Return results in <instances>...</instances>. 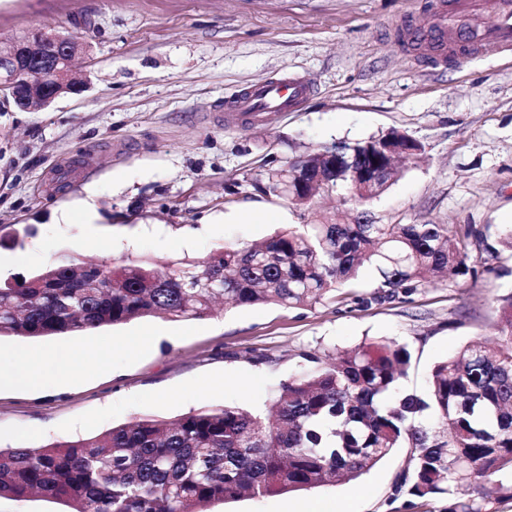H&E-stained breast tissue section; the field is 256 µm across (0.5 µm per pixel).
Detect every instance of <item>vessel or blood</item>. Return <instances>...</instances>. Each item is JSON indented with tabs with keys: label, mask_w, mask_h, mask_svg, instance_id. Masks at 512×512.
Listing matches in <instances>:
<instances>
[{
	"label": "vessel or blood",
	"mask_w": 512,
	"mask_h": 512,
	"mask_svg": "<svg viewBox=\"0 0 512 512\" xmlns=\"http://www.w3.org/2000/svg\"><path fill=\"white\" fill-rule=\"evenodd\" d=\"M407 35L439 65L452 56L512 52V0H437L427 25L409 29ZM307 93V86L295 79L257 81L238 93L229 110L235 119L285 112Z\"/></svg>",
	"instance_id": "vessel-or-blood-1"
}]
</instances>
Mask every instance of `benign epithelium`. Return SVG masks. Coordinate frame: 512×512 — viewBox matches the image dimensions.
<instances>
[{
	"mask_svg": "<svg viewBox=\"0 0 512 512\" xmlns=\"http://www.w3.org/2000/svg\"><path fill=\"white\" fill-rule=\"evenodd\" d=\"M79 44L40 27L21 40H0V112L45 108L83 84L66 80Z\"/></svg>",
	"mask_w": 512,
	"mask_h": 512,
	"instance_id": "obj_1",
	"label": "benign epithelium"
}]
</instances>
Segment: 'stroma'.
<instances>
[{"instance_id": "obj_1", "label": "stroma", "mask_w": 512, "mask_h": 512, "mask_svg": "<svg viewBox=\"0 0 512 512\" xmlns=\"http://www.w3.org/2000/svg\"><path fill=\"white\" fill-rule=\"evenodd\" d=\"M428 21V0H0V39L41 26L70 33L83 91L41 110L0 112V225L31 228L0 246V277L85 261L200 259L227 243L262 241L288 224L353 222L341 196L302 212L270 205L257 185L288 161L338 142L396 129L424 152L368 203L373 224H473L477 277L437 280L382 304L285 309L228 306L193 321L143 317L76 336L0 339V371L27 355L111 347L62 384L0 388V446L37 447L103 432L139 417L172 421L231 403L261 411L300 354L375 341L407 345L405 382L423 390L431 365L476 338H494L500 296L512 293V56L445 66L400 42L401 24ZM297 76L311 85L289 112L244 121L227 105L254 81ZM92 200L97 223L83 220ZM274 207L277 221L244 211ZM235 214L226 223V214ZM407 461L395 451L360 479L274 496H246L213 512H446L444 496L394 491Z\"/></svg>"}]
</instances>
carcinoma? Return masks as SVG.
Masks as SVG:
<instances>
[{
	"mask_svg": "<svg viewBox=\"0 0 512 512\" xmlns=\"http://www.w3.org/2000/svg\"><path fill=\"white\" fill-rule=\"evenodd\" d=\"M424 146L391 130L302 156L321 174L311 191L288 169L262 190L301 210L315 194L343 192L360 207L376 198L355 185L344 159L384 167ZM473 224H291L261 241L226 244L196 262L86 263L70 257L0 285V338L74 335L142 317L201 319L217 302L299 308L367 304L411 295L440 276L476 277ZM381 282L372 299L346 290L364 264ZM496 338L471 341L433 364L426 391L404 389L408 346L372 342L308 362L281 384L271 407L226 404L175 421L150 418L76 441L0 448V498L44 496L67 512H210L218 501L271 496L358 480L398 448L409 465L397 493L451 496L448 512H482L485 481L512 468V293L500 298Z\"/></svg>",
	"mask_w": 512,
	"mask_h": 512,
	"instance_id": "1",
	"label": "carcinoma"
}]
</instances>
